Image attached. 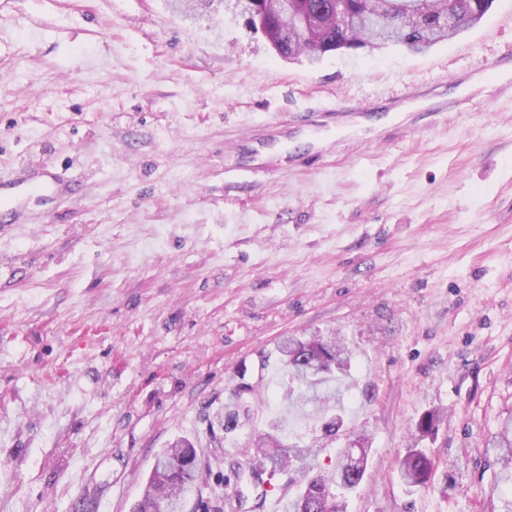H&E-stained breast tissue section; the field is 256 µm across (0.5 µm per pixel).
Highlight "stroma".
I'll return each instance as SVG.
<instances>
[{
    "label": "stroma",
    "instance_id": "obj_1",
    "mask_svg": "<svg viewBox=\"0 0 512 512\" xmlns=\"http://www.w3.org/2000/svg\"><path fill=\"white\" fill-rule=\"evenodd\" d=\"M512 49V0L422 54L308 64L225 21L218 0H0V177L71 192L0 228V512H131L154 455L197 442L223 502L283 413V336L352 354L335 406L371 450L347 512H501L490 438L512 414V100L475 71ZM463 78L473 108L412 137L336 152L320 173L227 183L224 142L283 113ZM250 420L212 426L225 388ZM441 415L435 437L415 424ZM430 483L399 478L408 449ZM434 466L426 452L411 448L401 462V479L409 488L422 486L429 480Z\"/></svg>",
    "mask_w": 512,
    "mask_h": 512
}]
</instances>
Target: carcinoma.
Here are the masks:
<instances>
[{
    "mask_svg": "<svg viewBox=\"0 0 512 512\" xmlns=\"http://www.w3.org/2000/svg\"><path fill=\"white\" fill-rule=\"evenodd\" d=\"M493 0H347V11L352 15L374 14L383 18L389 28V40L412 52H425L434 45L451 40L481 21ZM288 19V26L298 29L315 18L320 22L314 39L299 42L290 36L280 38L279 56L285 60L306 58L319 61L325 54L341 50L348 43L363 42L366 31L347 23L345 14L337 11L336 0H277L270 6V19L275 29L281 28L280 17ZM276 352L284 366L281 396L302 414L314 408V415L321 420V435L304 446L288 443L284 438L281 420L274 419L269 430L254 440L248 470L236 474L237 480L254 481L255 486L264 482V475L274 476L285 470L295 469L307 478L301 490L285 505V512H345V505L334 502L328 506L327 495L340 487L351 490L359 486L365 473L367 449L360 455L334 464L331 470L308 477L311 458L318 456L327 442L336 440L344 426L340 414H327L326 400L317 392V386L327 377L346 374L352 368L351 353L340 341L318 337L302 340L289 336L279 342ZM254 391L245 381L228 389L224 411L217 414L224 430L245 425L248 419L234 409L244 393ZM439 413L430 411L416 423L421 436L435 434ZM491 448L499 454L504 466L499 472L497 486L506 501L505 512H512V417L490 440ZM434 469V461L421 449L412 448L401 462L402 481L410 488L424 485ZM199 459L195 445L185 438H178L158 454L156 464L145 484L142 497L133 512H168L175 503L186 502L197 485Z\"/></svg>",
    "mask_w": 512,
    "mask_h": 512,
    "instance_id": "obj_1",
    "label": "carcinoma"
}]
</instances>
